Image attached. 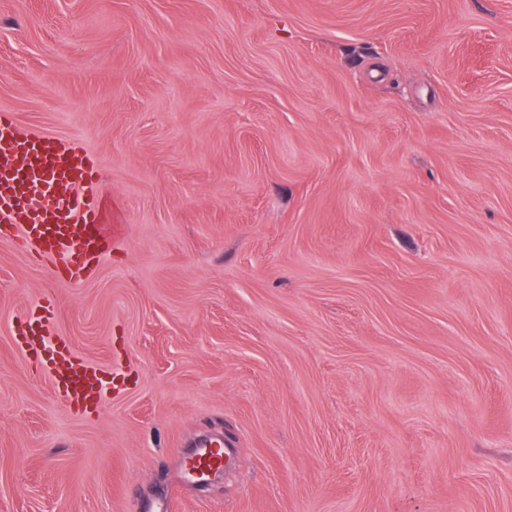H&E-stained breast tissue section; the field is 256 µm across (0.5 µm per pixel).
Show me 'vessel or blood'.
Returning a JSON list of instances; mask_svg holds the SVG:
<instances>
[{"instance_id": "b4317fda", "label": "vessel or blood", "mask_w": 512, "mask_h": 512, "mask_svg": "<svg viewBox=\"0 0 512 512\" xmlns=\"http://www.w3.org/2000/svg\"><path fill=\"white\" fill-rule=\"evenodd\" d=\"M100 180L90 152L77 141L42 133L20 135L11 113H0V239L35 252L71 283L112 247L99 205ZM20 348L28 363L55 366L53 385L69 405L85 407L102 386L101 370L66 339L49 337L52 305L33 312ZM225 448L210 440L194 461L200 471L224 468Z\"/></svg>"}]
</instances>
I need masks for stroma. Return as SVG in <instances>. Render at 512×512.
<instances>
[{
    "label": "stroma",
    "instance_id": "stroma-1",
    "mask_svg": "<svg viewBox=\"0 0 512 512\" xmlns=\"http://www.w3.org/2000/svg\"><path fill=\"white\" fill-rule=\"evenodd\" d=\"M0 110L119 227L74 287L0 240V512H512V0H0ZM29 316L38 326L29 323L28 329L20 332L23 335L20 348L26 361L41 367L59 365L53 377L54 387L63 393L71 407L86 408L102 386L101 370L80 356L66 339L54 336L48 341L45 328L54 320L52 304L47 303ZM194 461L200 472L222 471L224 469V454L226 449L219 440H209L198 447Z\"/></svg>",
    "mask_w": 512,
    "mask_h": 512
}]
</instances>
